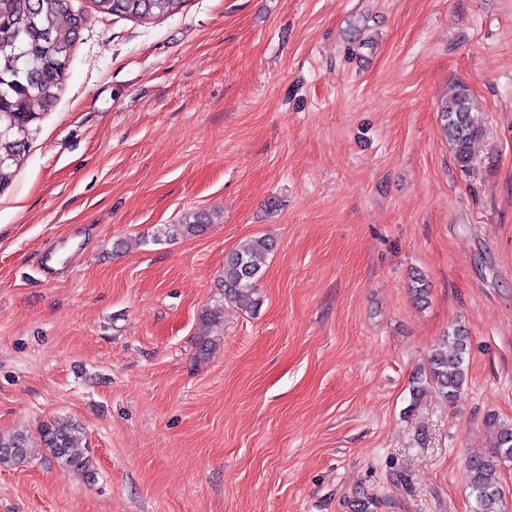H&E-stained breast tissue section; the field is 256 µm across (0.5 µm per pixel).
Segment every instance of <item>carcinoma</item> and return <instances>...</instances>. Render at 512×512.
<instances>
[{"mask_svg": "<svg viewBox=\"0 0 512 512\" xmlns=\"http://www.w3.org/2000/svg\"><path fill=\"white\" fill-rule=\"evenodd\" d=\"M103 13L131 19L172 16L187 0H94ZM85 22L71 0H0V191L10 184L25 157L31 126L55 108L63 85L70 48ZM442 129L457 164L470 167L472 148L483 135L484 119L469 89L458 84L441 103ZM208 226V216L192 213L180 224H164L153 236L160 242L194 238ZM273 241L257 236L241 241L224 257L220 300L200 317L199 352L211 346L208 329L224 314V304L256 307V283ZM467 333L455 328L433 350L425 383L446 399L454 398L466 382ZM81 427L64 419L42 422L36 432L0 433V465L27 458L31 442L38 443L64 471L95 474L94 458L79 444ZM512 465V424L500 425L492 458L474 455L467 462L472 512H503L499 468Z\"/></svg>", "mask_w": 512, "mask_h": 512, "instance_id": "cac0c4a2", "label": "carcinoma"}]
</instances>
